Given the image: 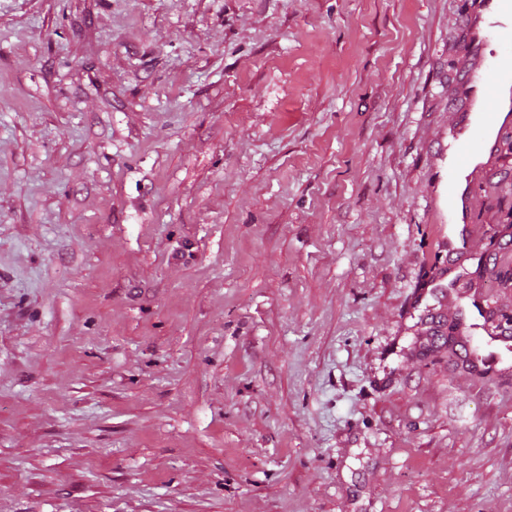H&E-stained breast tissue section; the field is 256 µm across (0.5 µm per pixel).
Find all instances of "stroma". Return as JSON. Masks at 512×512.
Instances as JSON below:
<instances>
[{"mask_svg":"<svg viewBox=\"0 0 512 512\" xmlns=\"http://www.w3.org/2000/svg\"><path fill=\"white\" fill-rule=\"evenodd\" d=\"M478 0H0V512H512V351L433 347ZM512 318V137L476 189Z\"/></svg>","mask_w":512,"mask_h":512,"instance_id":"35a3bbf8","label":"stroma"}]
</instances>
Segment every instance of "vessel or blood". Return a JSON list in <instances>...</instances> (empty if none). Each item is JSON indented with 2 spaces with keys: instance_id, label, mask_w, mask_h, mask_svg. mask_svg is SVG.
<instances>
[{
  "instance_id": "1",
  "label": "vessel or blood",
  "mask_w": 512,
  "mask_h": 512,
  "mask_svg": "<svg viewBox=\"0 0 512 512\" xmlns=\"http://www.w3.org/2000/svg\"><path fill=\"white\" fill-rule=\"evenodd\" d=\"M465 27L476 64L464 80L459 129L449 135L447 175L435 184L432 209L434 219L452 224L475 223L473 197L460 184H479L502 138L512 134V0H484L483 14L468 17ZM492 40L501 49L489 58L483 48Z\"/></svg>"
}]
</instances>
